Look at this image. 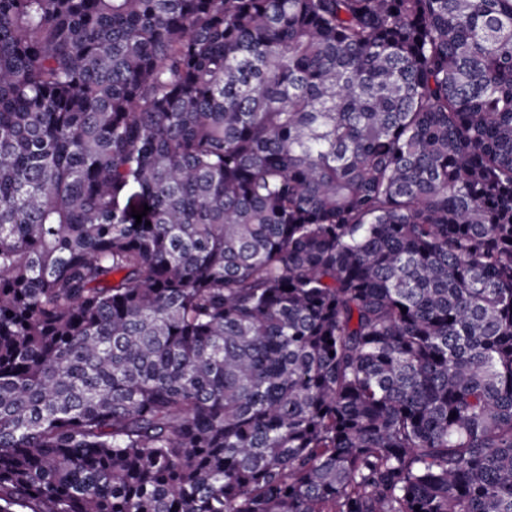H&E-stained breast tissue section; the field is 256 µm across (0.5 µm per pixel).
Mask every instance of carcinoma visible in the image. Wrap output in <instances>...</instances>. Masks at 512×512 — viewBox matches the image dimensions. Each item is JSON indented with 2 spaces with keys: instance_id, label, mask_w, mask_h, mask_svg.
Returning <instances> with one entry per match:
<instances>
[{
  "instance_id": "cac0c4a2",
  "label": "carcinoma",
  "mask_w": 512,
  "mask_h": 512,
  "mask_svg": "<svg viewBox=\"0 0 512 512\" xmlns=\"http://www.w3.org/2000/svg\"><path fill=\"white\" fill-rule=\"evenodd\" d=\"M0 512H512V0H0Z\"/></svg>"
}]
</instances>
